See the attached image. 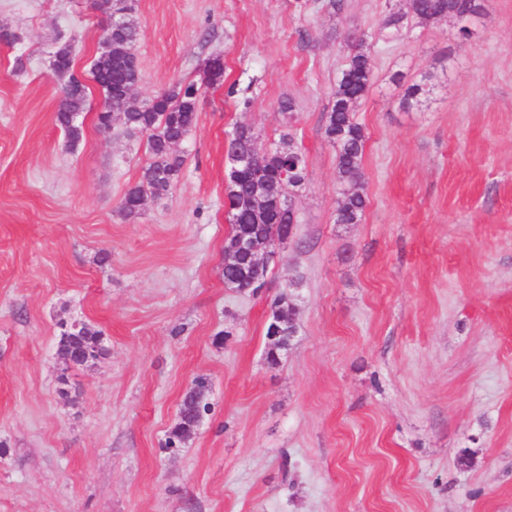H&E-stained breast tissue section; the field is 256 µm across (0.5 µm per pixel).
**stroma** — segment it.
<instances>
[{
    "mask_svg": "<svg viewBox=\"0 0 512 512\" xmlns=\"http://www.w3.org/2000/svg\"><path fill=\"white\" fill-rule=\"evenodd\" d=\"M344 2L136 0L135 102L177 82L200 97L179 179L126 219L145 136L101 130L96 87L77 147L54 121L50 53L72 42L86 75L101 15L0 0L16 36L0 42V512H512V0H485L466 40L408 0ZM360 35L367 206L338 224L324 124ZM241 123L264 149L290 130L307 170L254 296L223 277ZM292 280L297 332L274 367L266 325ZM74 320L103 334L82 366L57 353ZM200 376L209 411L170 453Z\"/></svg>",
    "mask_w": 512,
    "mask_h": 512,
    "instance_id": "35a3bbf8",
    "label": "stroma"
}]
</instances>
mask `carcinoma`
Masks as SVG:
<instances>
[{"label": "carcinoma", "mask_w": 512, "mask_h": 512, "mask_svg": "<svg viewBox=\"0 0 512 512\" xmlns=\"http://www.w3.org/2000/svg\"><path fill=\"white\" fill-rule=\"evenodd\" d=\"M93 6L109 19L113 13H121L119 26L103 27L101 51L89 69V79L100 88L105 99L104 108L97 115L98 125L106 131L119 122L130 135L147 134L149 162L141 181L126 190L119 206L125 216H135L147 196L166 194L179 178L184 160L174 151L173 144L182 141L196 123L198 88L193 83H178L140 105L130 104L127 91L139 80L136 56L139 29L131 17L134 0H94ZM410 10L422 22L453 17L466 38L470 35L469 25L483 15L485 7L484 0H410ZM51 55L55 57V74L64 79L55 122L74 147L81 141L83 129L72 117L86 110L89 86L71 73L70 43L56 46ZM371 80L369 47L361 39L350 47L348 63L332 91L333 105L326 113L324 126L326 138L337 146V224L360 223L366 207L362 166L366 137L363 128L353 120L352 112L356 102L368 92ZM255 143L252 128L239 125L229 140V155L253 152ZM306 179L303 153L294 145L291 133L284 131L273 149L256 154L251 171L235 176L234 188L227 193L230 224H264L269 239L285 238L296 224L286 194L304 186ZM295 317L288 292H281L273 302L270 321L294 327ZM103 352L100 332L88 324L76 331L69 328L61 332L58 353L73 365H83ZM203 411L205 406L197 400L196 391H188L167 448L175 450L191 437Z\"/></svg>", "instance_id": "cac0c4a2"}]
</instances>
